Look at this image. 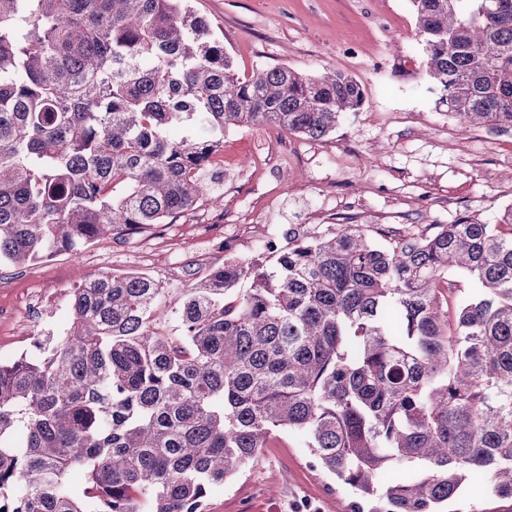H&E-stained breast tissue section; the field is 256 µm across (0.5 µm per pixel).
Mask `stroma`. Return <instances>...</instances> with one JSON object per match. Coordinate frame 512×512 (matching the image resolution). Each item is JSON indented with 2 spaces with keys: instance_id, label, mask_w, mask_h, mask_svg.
<instances>
[{
  "instance_id": "obj_1",
  "label": "stroma",
  "mask_w": 512,
  "mask_h": 512,
  "mask_svg": "<svg viewBox=\"0 0 512 512\" xmlns=\"http://www.w3.org/2000/svg\"><path fill=\"white\" fill-rule=\"evenodd\" d=\"M222 38L240 77L285 65L338 70L365 104L325 140L273 125L224 135V177L173 223L105 238L18 269H0V361L35 352L34 325L69 318L74 288L93 273H144L169 293L233 256L257 260L287 231L324 235L338 224L415 232L474 215L494 224L512 205V131L460 123L428 79L409 0H192ZM350 487L312 465L299 433H280L214 489L205 512H336ZM447 512H512V500L466 483Z\"/></svg>"
}]
</instances>
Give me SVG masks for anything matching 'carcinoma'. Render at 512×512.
I'll use <instances>...</instances> for the list:
<instances>
[{
	"label": "carcinoma",
	"instance_id": "1",
	"mask_svg": "<svg viewBox=\"0 0 512 512\" xmlns=\"http://www.w3.org/2000/svg\"><path fill=\"white\" fill-rule=\"evenodd\" d=\"M410 3L448 112L512 130V0ZM364 103L341 72L239 77L189 0H0V265L194 209L231 129L319 141ZM69 316L0 362V512H203L288 430L345 512H438L476 476L512 497V206L385 247L290 234L171 302L102 273Z\"/></svg>",
	"mask_w": 512,
	"mask_h": 512
}]
</instances>
